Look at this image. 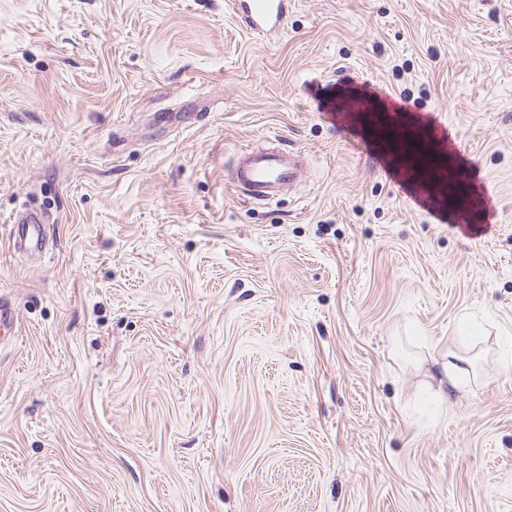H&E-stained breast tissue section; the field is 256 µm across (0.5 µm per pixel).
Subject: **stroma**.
Here are the masks:
<instances>
[{
    "label": "stroma",
    "mask_w": 512,
    "mask_h": 512,
    "mask_svg": "<svg viewBox=\"0 0 512 512\" xmlns=\"http://www.w3.org/2000/svg\"><path fill=\"white\" fill-rule=\"evenodd\" d=\"M442 114L479 223L334 112ZM277 137L300 184L249 204ZM0 512H512V0H0ZM477 359L439 402L433 358ZM291 4L292 0H233L230 10L246 30L270 38L283 29ZM275 142L238 153L230 179L244 202L270 199L298 180L303 166L301 155L285 148L279 139ZM8 226V238L14 248H28L33 243L35 247H42L43 228L42 219L33 212L25 216H14Z\"/></svg>",
    "instance_id": "stroma-1"
}]
</instances>
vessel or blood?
<instances>
[{"label":"vessel or blood","instance_id":"vessel-or-blood-1","mask_svg":"<svg viewBox=\"0 0 512 512\" xmlns=\"http://www.w3.org/2000/svg\"><path fill=\"white\" fill-rule=\"evenodd\" d=\"M292 0H231L230 10L249 32L275 36L284 27ZM409 120L408 104L404 100L390 99L385 108L384 125L380 137L387 144L392 157L408 155V140L416 138L420 155L415 162L403 165L402 177L416 194L432 192L446 181H453L456 190L471 202L480 203L490 197L489 186L458 175L446 163L448 126L435 118L416 126L413 134H406ZM303 159L299 153L288 150L282 143L245 150L238 153L230 169V179L245 202L266 200L292 185L299 178ZM8 238L13 247L41 246L42 219L36 213L14 216L8 227Z\"/></svg>","mask_w":512,"mask_h":512}]
</instances>
